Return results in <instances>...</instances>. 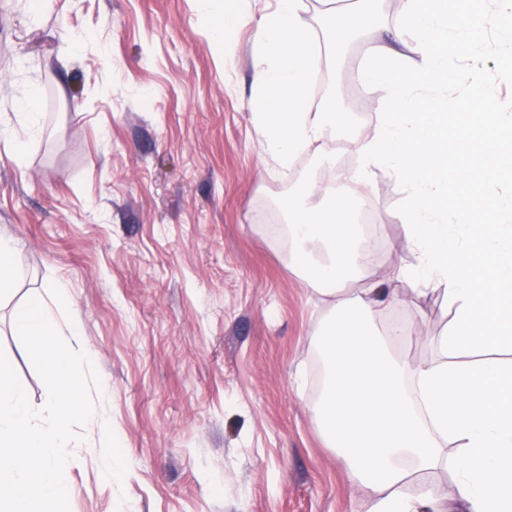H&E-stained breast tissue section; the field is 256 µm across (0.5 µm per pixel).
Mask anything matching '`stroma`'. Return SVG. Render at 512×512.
<instances>
[{
    "mask_svg": "<svg viewBox=\"0 0 512 512\" xmlns=\"http://www.w3.org/2000/svg\"><path fill=\"white\" fill-rule=\"evenodd\" d=\"M213 27L196 0H53L36 27L23 0H0V129L21 130L30 90L41 114L23 152L0 138V233L17 242L0 350L41 409L48 390L10 314L64 282L58 322L81 328L94 410L127 462L105 480L102 438L75 426L70 512H362L311 411L328 307L289 264L280 206L328 170L309 153L278 173L252 113L256 28L241 26L226 58ZM74 32L87 41L72 45ZM387 38L355 44L335 77L363 134L384 91L356 71ZM405 197L375 173L369 282L413 261ZM398 318L412 332L398 354L423 362L452 314L431 293Z\"/></svg>",
    "mask_w": 512,
    "mask_h": 512,
    "instance_id": "35a3bbf8",
    "label": "stroma"
}]
</instances>
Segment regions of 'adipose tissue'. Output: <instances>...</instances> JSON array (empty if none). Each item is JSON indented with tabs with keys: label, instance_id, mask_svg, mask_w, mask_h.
<instances>
[{
	"label": "adipose tissue",
	"instance_id": "adipose-tissue-1",
	"mask_svg": "<svg viewBox=\"0 0 512 512\" xmlns=\"http://www.w3.org/2000/svg\"><path fill=\"white\" fill-rule=\"evenodd\" d=\"M368 2L331 8L346 24L326 37L306 20V0H275L253 48V115L279 166L294 169L339 138L360 158L356 170L330 171L328 182L308 183L283 204L292 263L330 304L313 340L324 373L312 412L365 490L366 512H512V197L497 192L502 159L512 156V113L493 101L483 64L488 30L512 40V0H490L463 26L448 0H405L392 33L413 34L415 48L378 46L361 70L362 84L385 91L362 137L350 131L346 106L329 96L313 106L309 87L353 35L378 25ZM198 3L217 10L224 49L251 17L250 0ZM451 86L462 89L455 107L430 106V89ZM457 116L490 138L476 167L446 158ZM379 169L408 188L403 221L415 254L381 286L366 281L377 253L354 220ZM490 213L497 224L486 223ZM431 291L453 318L429 339L435 358L413 363L396 353L410 328L379 326L377 312ZM442 468L456 482L446 508L420 479Z\"/></svg>",
	"mask_w": 512,
	"mask_h": 512
}]
</instances>
